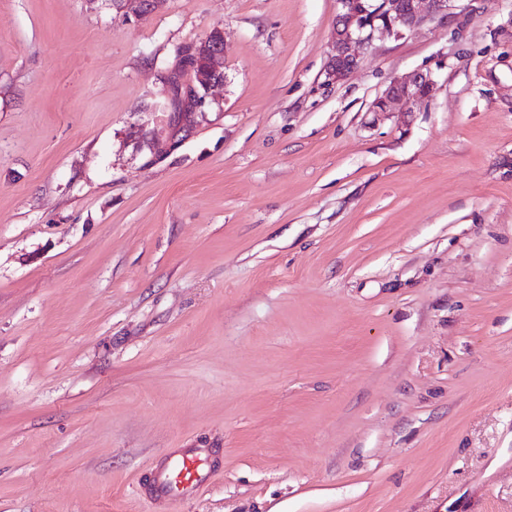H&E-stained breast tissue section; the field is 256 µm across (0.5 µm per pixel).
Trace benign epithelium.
I'll list each match as a JSON object with an SVG mask.
<instances>
[{
    "label": "benign epithelium",
    "instance_id": "1",
    "mask_svg": "<svg viewBox=\"0 0 512 512\" xmlns=\"http://www.w3.org/2000/svg\"><path fill=\"white\" fill-rule=\"evenodd\" d=\"M156 0H112V6L138 19L148 17ZM453 0H336L326 75L338 82L347 79L362 63L377 39L403 38L430 24L448 19ZM224 35L215 28L200 41L179 48L174 65L166 72L169 101L162 122L169 133V148L176 149L205 117L203 107L211 88L224 82ZM436 82L429 71L417 70L393 79L377 97L370 111H391L395 103L407 108L428 98Z\"/></svg>",
    "mask_w": 512,
    "mask_h": 512
}]
</instances>
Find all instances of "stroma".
Wrapping results in <instances>:
<instances>
[{"label":"stroma","mask_w":512,"mask_h":512,"mask_svg":"<svg viewBox=\"0 0 512 512\" xmlns=\"http://www.w3.org/2000/svg\"><path fill=\"white\" fill-rule=\"evenodd\" d=\"M336 8L0 0V512H512V0L338 83ZM215 27L204 119L140 143ZM436 82L430 71L417 70L406 78H394L384 92L377 97L371 112H391L394 103H401L411 111V107L428 98L435 90ZM204 479L198 460L193 456L172 459L167 471L155 478L161 492L173 501L185 497L188 489L198 487Z\"/></svg>","instance_id":"stroma-1"}]
</instances>
